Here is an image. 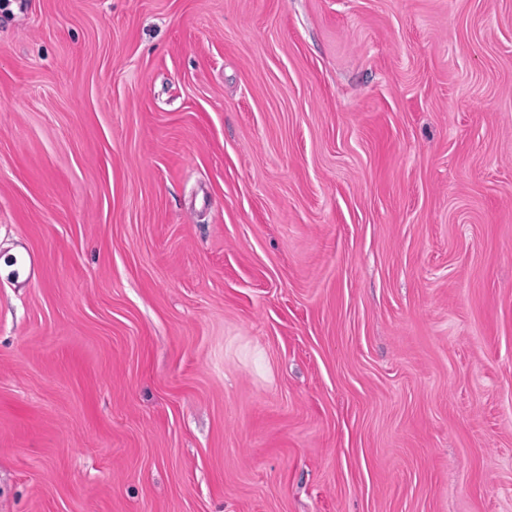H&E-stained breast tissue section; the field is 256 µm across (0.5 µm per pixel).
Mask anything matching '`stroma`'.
I'll return each mask as SVG.
<instances>
[{"label": "stroma", "mask_w": 512, "mask_h": 512, "mask_svg": "<svg viewBox=\"0 0 512 512\" xmlns=\"http://www.w3.org/2000/svg\"><path fill=\"white\" fill-rule=\"evenodd\" d=\"M0 512H512V0L0 6Z\"/></svg>", "instance_id": "1"}]
</instances>
